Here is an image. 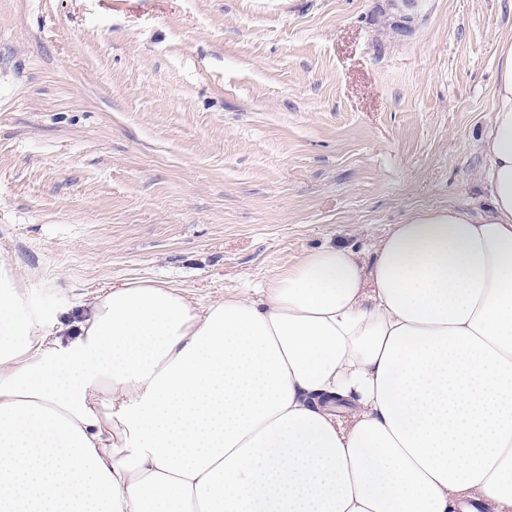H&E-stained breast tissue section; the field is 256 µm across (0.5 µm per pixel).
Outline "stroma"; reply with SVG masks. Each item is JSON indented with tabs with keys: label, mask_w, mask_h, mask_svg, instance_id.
Wrapping results in <instances>:
<instances>
[{
	"label": "stroma",
	"mask_w": 512,
	"mask_h": 512,
	"mask_svg": "<svg viewBox=\"0 0 512 512\" xmlns=\"http://www.w3.org/2000/svg\"><path fill=\"white\" fill-rule=\"evenodd\" d=\"M0 0V262L27 309L153 280L202 304L415 212L489 204L512 0ZM375 7V23L387 20L392 31L397 35H405L413 29L418 18L419 0H382Z\"/></svg>",
	"instance_id": "obj_1"
}]
</instances>
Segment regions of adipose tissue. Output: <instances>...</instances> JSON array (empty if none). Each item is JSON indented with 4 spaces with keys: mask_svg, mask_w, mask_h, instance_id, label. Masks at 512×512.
Wrapping results in <instances>:
<instances>
[{
    "mask_svg": "<svg viewBox=\"0 0 512 512\" xmlns=\"http://www.w3.org/2000/svg\"><path fill=\"white\" fill-rule=\"evenodd\" d=\"M490 204L199 304L112 284L41 336L0 270V512H512V47Z\"/></svg>",
    "mask_w": 512,
    "mask_h": 512,
    "instance_id": "obj_1",
    "label": "adipose tissue"
}]
</instances>
